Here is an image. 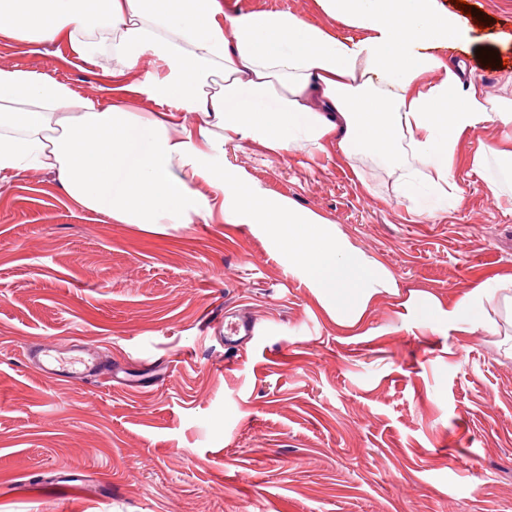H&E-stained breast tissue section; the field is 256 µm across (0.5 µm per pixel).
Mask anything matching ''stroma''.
Instances as JSON below:
<instances>
[{"label": "stroma", "mask_w": 512, "mask_h": 512, "mask_svg": "<svg viewBox=\"0 0 512 512\" xmlns=\"http://www.w3.org/2000/svg\"><path fill=\"white\" fill-rule=\"evenodd\" d=\"M468 2L470 37L449 53L478 95L512 99V0ZM237 7L348 33L317 0ZM111 66L72 64L64 40L0 37V68L106 104ZM502 135L486 123L462 137L457 196L435 208L403 196L373 155L225 144V167L337 224L391 272L398 294L351 330L255 226L158 231L84 209L46 171L0 184V512H512V358L497 346L512 329L460 336L405 305L415 290L448 302L512 274V166L486 155ZM228 306L257 324L237 351L212 336ZM33 341L155 374L57 382L25 364ZM65 475L96 493H49Z\"/></svg>", "instance_id": "1"}]
</instances>
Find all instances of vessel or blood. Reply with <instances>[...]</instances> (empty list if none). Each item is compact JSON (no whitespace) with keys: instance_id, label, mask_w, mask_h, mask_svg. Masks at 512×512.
Segmentation results:
<instances>
[{"instance_id":"obj_1","label":"vessel or blood","mask_w":512,"mask_h":512,"mask_svg":"<svg viewBox=\"0 0 512 512\" xmlns=\"http://www.w3.org/2000/svg\"><path fill=\"white\" fill-rule=\"evenodd\" d=\"M256 322L248 315H240L224 328V346L234 350L251 341ZM24 359L42 375L60 381L96 379L112 383L120 368L105 359L98 351L81 345L65 348L44 343L27 347Z\"/></svg>"}]
</instances>
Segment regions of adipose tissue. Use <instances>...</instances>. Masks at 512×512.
<instances>
[{"label": "adipose tissue", "mask_w": 512, "mask_h": 512, "mask_svg": "<svg viewBox=\"0 0 512 512\" xmlns=\"http://www.w3.org/2000/svg\"><path fill=\"white\" fill-rule=\"evenodd\" d=\"M318 3L350 35L284 10L238 13L227 0H0V35L64 37L78 60L91 58L95 36L113 62L107 107L48 76L0 69V182L50 172L70 198L117 224L260 226L337 326L357 327L377 296L396 293L393 276L336 225L225 168V144L375 154L406 195L422 185L444 203L457 191L460 138L485 123L511 128L512 100L489 105L470 91L465 65L448 66L441 51L467 27L438 0ZM147 56L161 74L126 83ZM433 71L437 81L424 82ZM134 94L163 112L131 107ZM405 149L414 165L403 163ZM496 301L512 321V275L446 305L414 291L406 305L464 336L497 333Z\"/></svg>", "instance_id": "1"}]
</instances>
